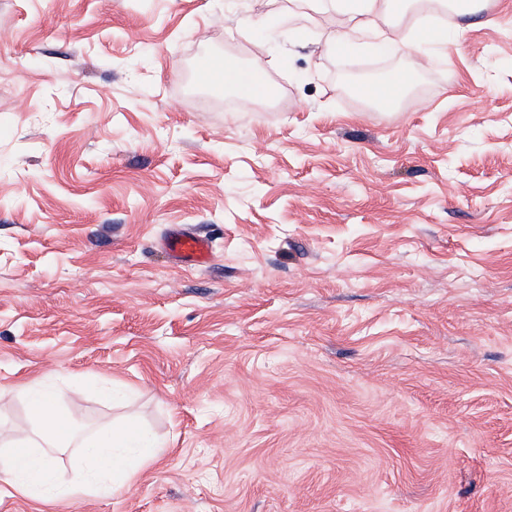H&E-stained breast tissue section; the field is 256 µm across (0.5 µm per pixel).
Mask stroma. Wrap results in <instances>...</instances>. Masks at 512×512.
<instances>
[{"mask_svg": "<svg viewBox=\"0 0 512 512\" xmlns=\"http://www.w3.org/2000/svg\"><path fill=\"white\" fill-rule=\"evenodd\" d=\"M483 4L427 62L323 53L345 18L308 0H0V435L47 430L55 381L82 437L161 445L0 512H512V0ZM202 58L283 111L217 110ZM203 77L206 81L224 79V85L236 89L243 102H250L266 91L264 80L258 73L243 69L232 70L226 65L224 70L216 67L208 73V76ZM163 247L190 266H204L212 252L209 239L190 232H173L165 238ZM76 461L80 486L111 496L129 477L134 460H151L161 445L133 427H105L91 440Z\"/></svg>", "mask_w": 512, "mask_h": 512, "instance_id": "stroma-1", "label": "stroma"}]
</instances>
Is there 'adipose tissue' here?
<instances>
[{
	"label": "adipose tissue",
	"mask_w": 512,
	"mask_h": 512,
	"mask_svg": "<svg viewBox=\"0 0 512 512\" xmlns=\"http://www.w3.org/2000/svg\"><path fill=\"white\" fill-rule=\"evenodd\" d=\"M347 23L336 32L322 37L327 52H346L378 47L395 50L415 40L419 44L447 42L446 31L423 27L409 31L399 24L401 16L416 8L418 0H329ZM37 416L52 424L54 446L69 442L72 419L58 408L56 391L39 386L33 397ZM157 441L132 427H105L91 440L76 461L78 485L103 496L112 495L129 477L134 461L146 462L157 453ZM0 480L18 492L45 502L58 501L73 490V485L53 476L52 458L41 448L17 446L0 453Z\"/></svg>",
	"instance_id": "obj_1"
}]
</instances>
